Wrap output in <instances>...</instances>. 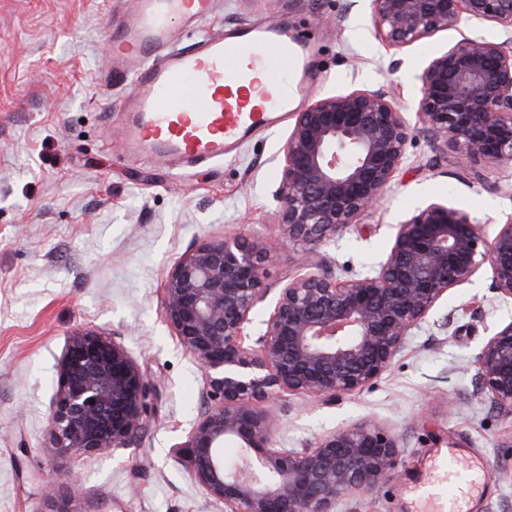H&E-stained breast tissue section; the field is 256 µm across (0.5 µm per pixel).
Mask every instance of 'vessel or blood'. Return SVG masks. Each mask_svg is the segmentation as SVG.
<instances>
[{
  "label": "vessel or blood",
  "mask_w": 512,
  "mask_h": 512,
  "mask_svg": "<svg viewBox=\"0 0 512 512\" xmlns=\"http://www.w3.org/2000/svg\"><path fill=\"white\" fill-rule=\"evenodd\" d=\"M215 2L137 0L110 56L111 69L134 74L124 110L140 155L180 171L223 159L275 127L295 105L308 70L311 40L285 23L245 25L176 48L173 19L200 22Z\"/></svg>",
  "instance_id": "1"
}]
</instances>
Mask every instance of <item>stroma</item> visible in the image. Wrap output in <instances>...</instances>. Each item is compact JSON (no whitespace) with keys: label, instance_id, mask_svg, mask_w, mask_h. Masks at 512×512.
Wrapping results in <instances>:
<instances>
[{"label":"stroma","instance_id":"1","mask_svg":"<svg viewBox=\"0 0 512 512\" xmlns=\"http://www.w3.org/2000/svg\"><path fill=\"white\" fill-rule=\"evenodd\" d=\"M131 3L0 0V512H224L190 480L179 453L209 399L204 374L163 321L160 288L201 239L277 238L274 194L294 120L189 175L135 154L122 110L132 75L109 66V30ZM321 14L332 25H317ZM283 20L306 27L315 46L303 102L391 87L412 124L433 56L465 36L504 38L498 25L464 18L388 49L375 36L371 0H217L197 28L178 22L174 31L187 47L201 33ZM457 168L455 153L418 135L394 187L320 246L329 271L341 280L372 275L397 224L431 202L466 210L494 237L512 221L502 192L512 166L476 162L465 181ZM301 272L298 252L277 250L263 269L258 316ZM510 323L512 300L480 272L449 290L373 386L330 403L281 394L274 447L307 448L371 420L400 436L406 468L376 494L346 495L336 512H448L424 490L447 485L455 467L479 475L457 502L462 512H512V420L475 395L472 365ZM80 327L121 343L156 387L147 432L85 460L57 453L49 424L58 359ZM57 471L73 480L50 499L45 485Z\"/></svg>","mask_w":512,"mask_h":512}]
</instances>
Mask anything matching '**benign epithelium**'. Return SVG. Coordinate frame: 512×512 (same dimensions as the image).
I'll return each mask as SVG.
<instances>
[{
  "label": "benign epithelium",
  "instance_id": "obj_1",
  "mask_svg": "<svg viewBox=\"0 0 512 512\" xmlns=\"http://www.w3.org/2000/svg\"><path fill=\"white\" fill-rule=\"evenodd\" d=\"M372 5L376 37L389 47L464 16L499 25L506 38L465 37L431 59L416 127L383 88L321 98L295 113L282 147L276 219L282 244L306 262L392 188L419 133L451 147L461 171L477 160L512 163V0ZM274 253L264 241L204 239L166 274L163 319L204 370L212 401L191 430L184 465L224 512H335L343 496L374 494L399 475L400 437L364 420L310 448H274L271 400L288 391L330 402L372 386L448 290L483 269L490 289L512 298V224L489 243L469 213L432 202L398 225L375 275L339 282L323 271L288 280L247 345L246 325L267 293L262 266ZM472 364L477 394L512 419V323L488 337ZM153 396L120 343L95 329L74 332L50 410L55 448L80 459L129 446ZM226 443L242 450L241 463L226 465Z\"/></svg>",
  "mask_w": 512,
  "mask_h": 512
}]
</instances>
